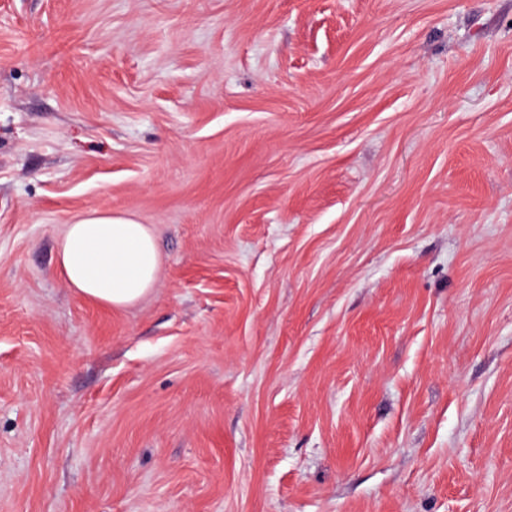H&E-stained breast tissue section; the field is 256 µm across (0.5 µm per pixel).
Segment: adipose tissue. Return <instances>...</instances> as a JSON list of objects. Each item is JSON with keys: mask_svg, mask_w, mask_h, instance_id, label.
Wrapping results in <instances>:
<instances>
[{"mask_svg": "<svg viewBox=\"0 0 512 512\" xmlns=\"http://www.w3.org/2000/svg\"><path fill=\"white\" fill-rule=\"evenodd\" d=\"M57 263L69 288L107 307L124 308L150 292L160 255L146 225L129 216L91 213L68 225Z\"/></svg>", "mask_w": 512, "mask_h": 512, "instance_id": "ef3b65f1", "label": "adipose tissue"}]
</instances>
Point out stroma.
<instances>
[{"instance_id":"1","label":"stroma","mask_w":512,"mask_h":512,"mask_svg":"<svg viewBox=\"0 0 512 512\" xmlns=\"http://www.w3.org/2000/svg\"><path fill=\"white\" fill-rule=\"evenodd\" d=\"M0 512H512V0H0ZM57 263L69 288L107 307L124 308L150 292L160 255L145 224L112 212L91 213L68 224Z\"/></svg>"}]
</instances>
